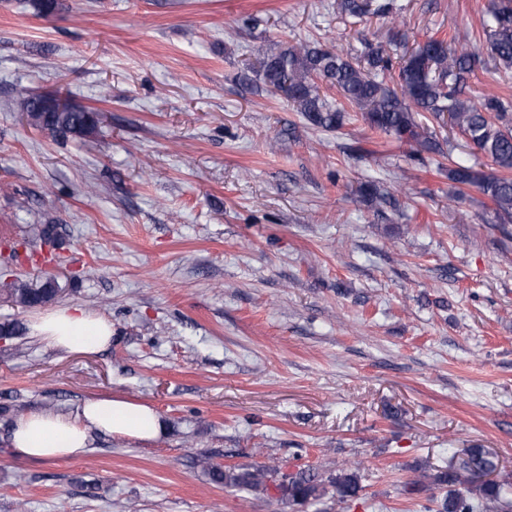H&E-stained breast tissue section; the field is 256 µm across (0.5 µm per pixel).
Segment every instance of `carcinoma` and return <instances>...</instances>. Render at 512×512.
<instances>
[{
	"instance_id": "1",
	"label": "carcinoma",
	"mask_w": 512,
	"mask_h": 512,
	"mask_svg": "<svg viewBox=\"0 0 512 512\" xmlns=\"http://www.w3.org/2000/svg\"><path fill=\"white\" fill-rule=\"evenodd\" d=\"M343 12L355 16L393 13L391 0H340ZM495 64L512 69V0H491L481 22ZM470 31L445 40L430 37L411 49L398 51L393 43L369 46L358 59L318 42L280 43L264 57L259 76L268 90L279 93L311 125L340 129L351 112H358L371 130L416 151L438 152L435 131L418 121L419 113L442 127L455 128L474 154L492 163L487 172L469 160L451 161L448 178L460 186L478 189L493 206L496 222L512 223V99L488 93L478 100L467 95L468 80L478 62ZM336 90L331 101L322 86ZM31 125L59 137L83 138L95 133L98 115L90 112H58L24 88L18 90ZM358 197L382 202L386 196L378 184H360ZM58 285L49 277L38 288L16 281L9 295L23 307H37L55 299ZM211 480L226 487L264 492L269 486L292 507L324 498L329 490L339 501L358 497L362 491L357 472L326 477L311 469L281 473L277 465H234L224 468L200 459ZM498 463L482 448L468 450L461 462L430 471L405 484V492L418 493L434 485L445 490L435 512H512V485L505 480L484 479Z\"/></svg>"
}]
</instances>
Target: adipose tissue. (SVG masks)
<instances>
[{"label": "adipose tissue", "mask_w": 512, "mask_h": 512, "mask_svg": "<svg viewBox=\"0 0 512 512\" xmlns=\"http://www.w3.org/2000/svg\"><path fill=\"white\" fill-rule=\"evenodd\" d=\"M29 333L65 353H86L112 342L109 318L79 306H58L34 315ZM164 432L157 411L147 403L123 397L85 400L76 413L36 410L17 419L8 442L23 459L62 460L85 455L95 435L151 442Z\"/></svg>", "instance_id": "1"}]
</instances>
